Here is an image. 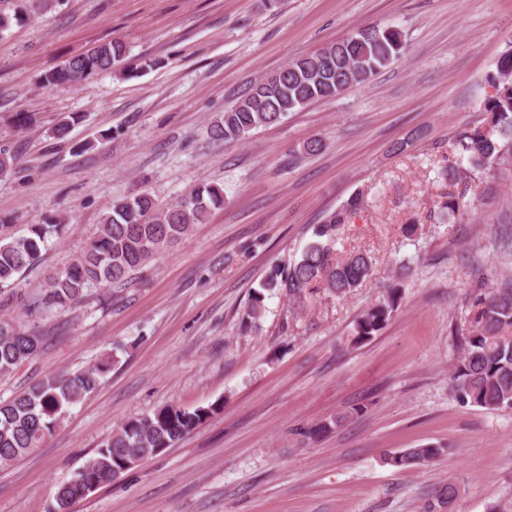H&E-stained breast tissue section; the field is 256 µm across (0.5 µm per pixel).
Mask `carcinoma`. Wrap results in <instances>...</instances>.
Returning <instances> with one entry per match:
<instances>
[{
    "label": "carcinoma",
    "mask_w": 512,
    "mask_h": 512,
    "mask_svg": "<svg viewBox=\"0 0 512 512\" xmlns=\"http://www.w3.org/2000/svg\"><path fill=\"white\" fill-rule=\"evenodd\" d=\"M24 21L23 7L16 0H0V34ZM404 49L402 33L394 26L365 27L318 51L288 62L275 74L252 85L221 119L214 122V139L237 143L252 131L281 122L290 112L311 103L335 97L350 87L367 83L380 69L397 59ZM126 46L110 41L64 60L49 71L47 85L75 87L101 74L123 78L135 76L138 67L127 58ZM492 88L483 103L489 124L461 132L454 145L458 158L475 167L491 166L512 158V44L501 52L496 72L489 75ZM81 116L72 113L52 129L56 139L68 137ZM459 163L446 165L441 176L448 185L441 209L453 216L460 210L455 188ZM224 204V191L203 184L171 203L151 193L117 196L104 214L83 251L68 265L51 271L36 299L25 296L20 277L34 267L48 249L60 224L27 225L18 237H0V306L17 304L27 315L42 317L63 312L81 302L93 288L122 285L130 274L146 266L159 251L186 239L196 224ZM361 207L352 197L343 209L330 214L313 229L314 240L293 265L273 266L250 295L245 309L254 328L265 313L266 294L277 292L295 309L307 294L324 291L346 296L368 280L374 259L366 251L334 253L337 235L347 215ZM401 285L391 284L385 294L368 305L355 325V342L378 335L400 306ZM512 285L472 296L468 324L463 329L461 352L449 372L452 391L472 404L496 410L512 407ZM42 337L7 319H0V375L14 372L36 356ZM111 360L90 364L76 372L39 381L10 399L0 400V466L7 465L39 447L65 413L93 392ZM220 405L185 408L169 405L113 430L70 479L60 483L48 512H72V507L99 488L109 485L167 448L173 447L216 414ZM448 452L440 443L389 452L384 462L401 470L426 468Z\"/></svg>",
    "instance_id": "carcinoma-1"
}]
</instances>
